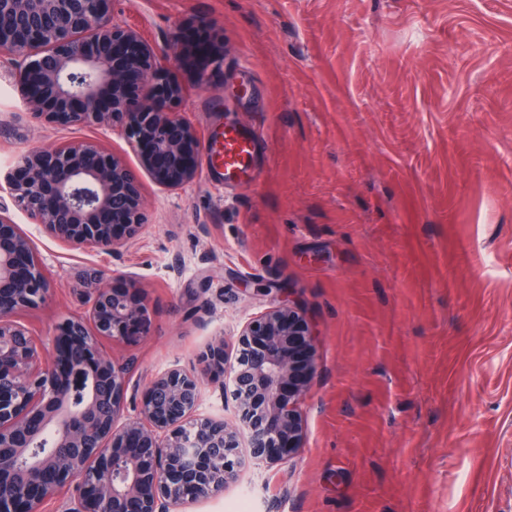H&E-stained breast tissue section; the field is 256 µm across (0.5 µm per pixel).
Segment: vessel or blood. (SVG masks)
<instances>
[{
    "mask_svg": "<svg viewBox=\"0 0 512 512\" xmlns=\"http://www.w3.org/2000/svg\"><path fill=\"white\" fill-rule=\"evenodd\" d=\"M257 143L256 136L251 132L237 127L225 129L211 161L212 171L223 178L225 185L251 184Z\"/></svg>",
    "mask_w": 512,
    "mask_h": 512,
    "instance_id": "b4317fda",
    "label": "vessel or blood"
}]
</instances>
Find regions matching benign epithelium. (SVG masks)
Segmentation results:
<instances>
[{
  "mask_svg": "<svg viewBox=\"0 0 512 512\" xmlns=\"http://www.w3.org/2000/svg\"><path fill=\"white\" fill-rule=\"evenodd\" d=\"M113 0H0V52L25 111L60 127L117 131L140 170L94 140L22 153L4 180L14 205L68 247L116 254L146 224L143 171L181 189L198 176L205 144L175 111L185 91L175 59L115 20ZM82 314L57 326L54 358L18 319L51 282L29 235L0 206V512H175L235 482L248 463L275 464L301 448L300 401L316 373L309 326L279 306L242 326L232 398L234 428L197 413L204 376L224 368V341L200 368L152 378L136 416L124 417L130 366L99 341L150 334L145 298L80 274ZM246 434L248 455L240 437ZM49 438L48 449L22 464Z\"/></svg>",
  "mask_w": 512,
  "mask_h": 512,
  "instance_id": "benign-epithelium-1",
  "label": "benign epithelium"
}]
</instances>
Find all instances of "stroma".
<instances>
[{"instance_id":"stroma-1","label":"stroma","mask_w":512,"mask_h":512,"mask_svg":"<svg viewBox=\"0 0 512 512\" xmlns=\"http://www.w3.org/2000/svg\"><path fill=\"white\" fill-rule=\"evenodd\" d=\"M115 16L176 55L203 141L258 132L257 179L227 190L204 155L185 188L142 176L148 220L117 256L39 233L0 183L51 280L22 322L52 341L89 266L138 287L151 334L101 343L131 365L126 415L220 337L199 410L236 425L241 325L304 315L301 448L186 512H512V0H116ZM71 137L138 164L120 135L26 114L0 64V175Z\"/></svg>"}]
</instances>
